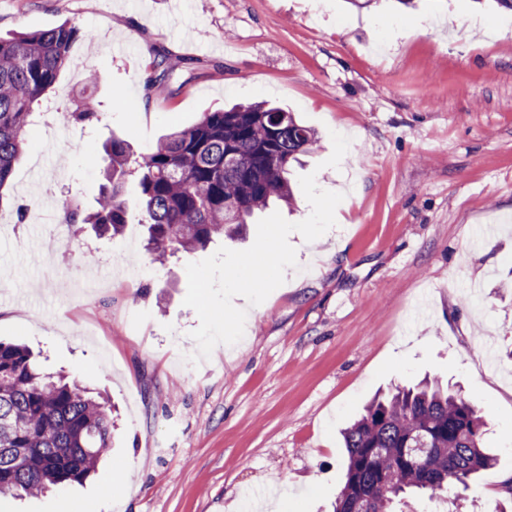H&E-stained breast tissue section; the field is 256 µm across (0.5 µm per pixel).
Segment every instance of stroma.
Listing matches in <instances>:
<instances>
[{
    "label": "stroma",
    "instance_id": "obj_1",
    "mask_svg": "<svg viewBox=\"0 0 512 512\" xmlns=\"http://www.w3.org/2000/svg\"><path fill=\"white\" fill-rule=\"evenodd\" d=\"M65 21L92 39L73 45L48 101L64 112L93 98L101 120L28 133L0 201V341L107 396L116 440L84 483L0 512H331L342 430L375 394L426 376L488 418L497 463L470 482L469 504L512 501V11L485 0H181L176 14L169 0H0L1 36ZM156 49L183 65L150 90ZM265 101L318 136L291 182L312 173L344 198L320 238L290 235L297 265L283 285L254 307L235 298L243 338L194 365L185 267L221 240L154 262L133 176L122 234L80 224L57 243L49 224L62 195L95 207L106 140L139 156L200 113ZM334 132L350 140L336 169ZM95 254L116 270H96Z\"/></svg>",
    "mask_w": 512,
    "mask_h": 512
}]
</instances>
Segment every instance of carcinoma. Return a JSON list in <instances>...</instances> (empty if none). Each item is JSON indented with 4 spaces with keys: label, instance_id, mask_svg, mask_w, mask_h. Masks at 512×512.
I'll list each match as a JSON object with an SVG mask.
<instances>
[{
    "label": "carcinoma",
    "instance_id": "1",
    "mask_svg": "<svg viewBox=\"0 0 512 512\" xmlns=\"http://www.w3.org/2000/svg\"><path fill=\"white\" fill-rule=\"evenodd\" d=\"M90 33L69 22L49 30L0 36V189L26 142L33 104L70 63V49ZM182 61L157 52L147 89L165 82ZM99 120L90 99L67 121ZM315 131L293 113L261 103L201 113L139 160L120 139L95 211L60 200L69 224L119 234L127 224L126 177L137 176L147 251L163 262L234 237L240 225L274 202L291 204L290 168L311 152ZM484 416L462 394L422 380L374 399L343 432L346 474L333 512H393L413 495L440 501L496 464L486 451ZM112 448V416L77 380L41 371L23 346L0 342V497L16 498L83 483Z\"/></svg>",
    "mask_w": 512,
    "mask_h": 512
}]
</instances>
